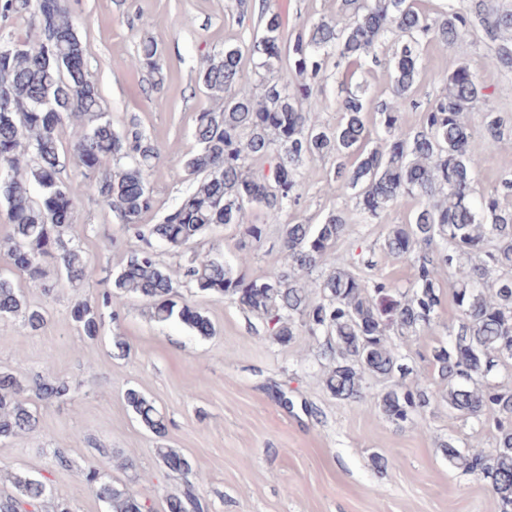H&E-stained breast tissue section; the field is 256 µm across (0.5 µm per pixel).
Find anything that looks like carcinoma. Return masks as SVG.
I'll return each instance as SVG.
<instances>
[{
  "mask_svg": "<svg viewBox=\"0 0 512 512\" xmlns=\"http://www.w3.org/2000/svg\"><path fill=\"white\" fill-rule=\"evenodd\" d=\"M0 12L29 16L27 34L0 53V201L11 225L0 249L14 271L47 293L52 278L77 286L95 274L71 236L81 186L59 177L58 131L70 118L85 126L70 157L76 166L92 169L102 207L116 213L136 239L112 287L71 307L72 321L90 339L101 335L105 315H114L129 297L145 301L157 322H177L196 336H211L203 311L176 300L177 285L187 283L201 293L235 299L283 345L299 327L324 338V355L332 361L324 385L337 399L357 402L365 398L366 377L406 373L389 336L415 338L431 326L441 305L438 271L458 268L453 288L460 315L448 328V345L434 349L433 366L448 409L494 428L496 441L483 460L477 448H443L450 463L490 481L500 512H512V390L488 379L499 364L512 361V207L503 204L512 196V178L475 197L479 162L470 151L473 125L482 126L495 144L504 122L486 106L475 73L463 64L448 73L446 91L417 126L405 125L401 115L419 79L424 37L453 46L479 30L495 64L512 72V6L466 0L461 10L432 18L419 11L416 0H340L344 21L324 18L301 28L289 38L286 53L269 48L283 43L281 15L261 13V32L246 48L226 46L206 57L198 82L211 105L195 116L196 148L183 164L192 189L159 223L144 225L161 148L134 126L121 135L113 130L88 76L86 49L66 0H0ZM391 37L394 52L382 59L378 48ZM245 52L258 77L253 87L241 66ZM137 62L150 68L155 84L164 82L153 40L140 42ZM331 62L346 68L337 99L340 119L332 128L315 115L321 74ZM368 63L384 65L391 78V96L374 104L383 137L372 149L366 148L365 121L371 100L353 82L355 70ZM317 157L334 159L330 182L354 201L367 224L402 197L422 199L409 223L390 225L384 239V249L396 257L417 255L412 288L401 292L381 280L366 285L334 255L347 231L343 210L329 212L319 224L283 220L300 201L304 160ZM253 160L267 163L268 171L252 170ZM253 208L281 226V268L248 280L220 253L195 252L196 242L213 228L236 225L243 228L238 250L246 260L247 249L265 234V225L248 222ZM159 246L181 258L177 268L158 260ZM326 264L322 278H311ZM493 270L499 271L495 278ZM46 315L0 275V320L20 316L35 332ZM28 391L42 401H65L78 387L40 375L24 385L0 371V441L36 431L39 419L24 398ZM124 400L145 428L164 429L162 416L141 391L126 389ZM430 403L427 384L419 382L374 397V406L399 426ZM98 453L99 461L82 467L58 454L55 466L76 472L104 512H151L135 492L112 481L109 449ZM158 455L184 478L181 492L168 498V512H201L199 474L190 461L171 448ZM48 493L45 481L16 476L12 491L0 493V512H36Z\"/></svg>",
  "mask_w": 512,
  "mask_h": 512,
  "instance_id": "carcinoma-1",
  "label": "carcinoma"
}]
</instances>
